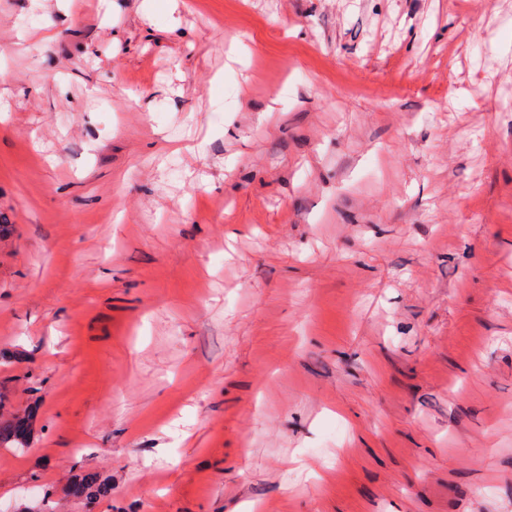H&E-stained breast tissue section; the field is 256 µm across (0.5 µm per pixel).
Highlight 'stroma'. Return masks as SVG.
Here are the masks:
<instances>
[{"label": "stroma", "mask_w": 512, "mask_h": 512, "mask_svg": "<svg viewBox=\"0 0 512 512\" xmlns=\"http://www.w3.org/2000/svg\"><path fill=\"white\" fill-rule=\"evenodd\" d=\"M0 107V502L512 512V0H0ZM30 427L26 420L16 417L11 421L0 423V445H12L24 448L28 444ZM68 490L77 497H83L87 501L109 496L112 492V484L109 479L95 476H75L68 484Z\"/></svg>", "instance_id": "obj_1"}]
</instances>
